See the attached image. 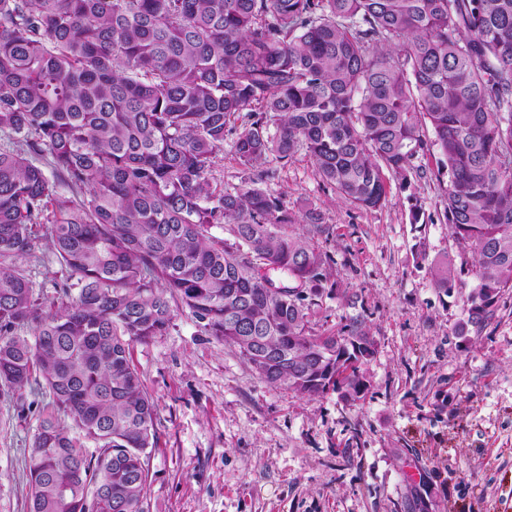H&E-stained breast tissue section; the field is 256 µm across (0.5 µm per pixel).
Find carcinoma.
I'll use <instances>...</instances> for the list:
<instances>
[{
  "instance_id": "carcinoma-1",
  "label": "carcinoma",
  "mask_w": 512,
  "mask_h": 512,
  "mask_svg": "<svg viewBox=\"0 0 512 512\" xmlns=\"http://www.w3.org/2000/svg\"><path fill=\"white\" fill-rule=\"evenodd\" d=\"M0 132V390L53 407L28 512H150L156 406L132 343L176 305L269 384L366 396L375 342L357 320L313 331L327 256L255 187L272 161L302 152L375 209L438 152L477 282L466 325L512 288V0H0ZM229 138L231 189L213 176ZM44 246L69 273L49 300L20 265ZM433 281L450 291L453 268Z\"/></svg>"
}]
</instances>
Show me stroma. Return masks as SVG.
<instances>
[{
    "label": "stroma",
    "instance_id": "obj_1",
    "mask_svg": "<svg viewBox=\"0 0 512 512\" xmlns=\"http://www.w3.org/2000/svg\"><path fill=\"white\" fill-rule=\"evenodd\" d=\"M436 156L426 177L390 180L385 204L344 202L302 154L262 184L293 211H320L324 232L297 229L329 257L312 326L359 319L375 341L365 398H316L259 379L234 348L177 313L165 335L132 345L156 405L150 512H512V289L480 332L458 336L459 290L429 267L470 262L443 218ZM40 297L68 277L50 250L23 262ZM41 394L0 396V512H27L25 462Z\"/></svg>",
    "mask_w": 512,
    "mask_h": 512
}]
</instances>
